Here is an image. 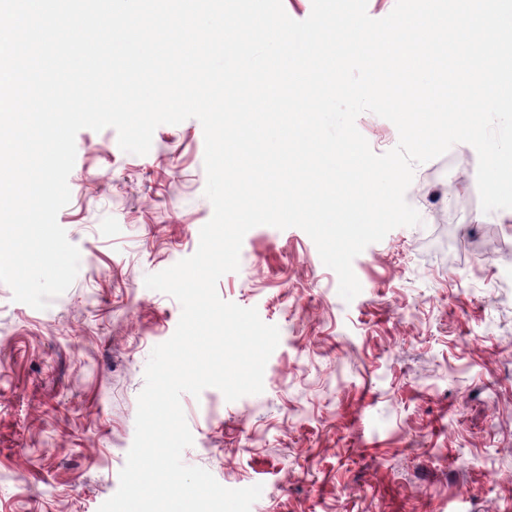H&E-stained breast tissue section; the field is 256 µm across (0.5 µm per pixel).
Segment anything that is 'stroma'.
Returning <instances> with one entry per match:
<instances>
[{
  "mask_svg": "<svg viewBox=\"0 0 512 512\" xmlns=\"http://www.w3.org/2000/svg\"><path fill=\"white\" fill-rule=\"evenodd\" d=\"M204 153L193 118L144 155L78 132L57 216L75 281L43 310L0 283V512H98L117 491L146 364L181 315L144 278L198 248ZM477 162L458 143L416 167L422 222L355 257L349 302L302 229L246 233L217 292L279 344L262 393L182 395L186 465L262 485L251 512H512V263L473 244L487 224L512 243V209L482 212Z\"/></svg>",
  "mask_w": 512,
  "mask_h": 512,
  "instance_id": "35a3bbf8",
  "label": "stroma"
}]
</instances>
